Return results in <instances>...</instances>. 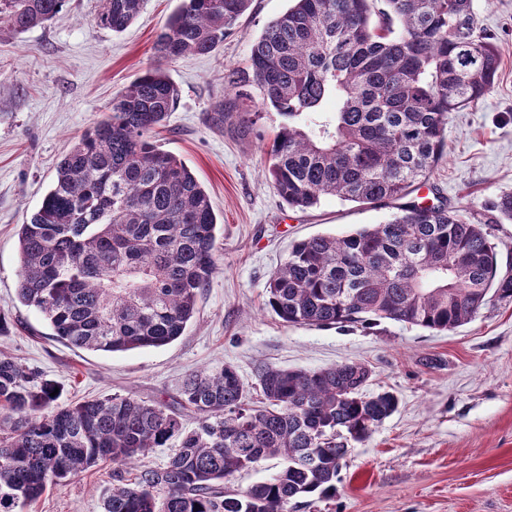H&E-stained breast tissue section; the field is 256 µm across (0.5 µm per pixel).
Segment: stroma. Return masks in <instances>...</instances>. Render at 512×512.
I'll return each instance as SVG.
<instances>
[{
    "label": "stroma",
    "instance_id": "35a3bbf8",
    "mask_svg": "<svg viewBox=\"0 0 512 512\" xmlns=\"http://www.w3.org/2000/svg\"><path fill=\"white\" fill-rule=\"evenodd\" d=\"M180 0H147L123 33L99 28V0H67L42 27L0 31V353L59 385V405L121 395L171 400L186 375L233 365L254 387L263 365L318 370L349 361L372 370L364 395L393 393L398 409L350 445L336 496L306 512H512V302L490 300L471 322L437 332L391 320L324 328L283 323L267 307L272 272L292 245L345 235L392 215L334 197L289 207L264 170L275 114L243 132L224 69L245 66L265 25L289 0H252L210 55L166 70L179 89L158 136L208 192L224 238L217 271L184 334L113 354L67 346L17 299L18 230L40 206L71 142L108 112L114 94L154 62L152 46ZM477 25L496 44L492 91L449 117L428 184L448 206L479 213L512 191V0H474ZM112 466L48 487L24 512H102Z\"/></svg>",
    "mask_w": 512,
    "mask_h": 512
}]
</instances>
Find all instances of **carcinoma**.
<instances>
[{"mask_svg": "<svg viewBox=\"0 0 512 512\" xmlns=\"http://www.w3.org/2000/svg\"><path fill=\"white\" fill-rule=\"evenodd\" d=\"M96 26L125 31L147 0H100ZM251 0H181L154 45L155 64L112 97L72 144L52 188L20 225L19 301L75 348L115 353L182 335L217 270L218 221L182 160L156 140L178 90L165 65L206 55ZM224 72L240 124L273 111L264 151L281 198L325 197L396 212L353 233L296 242L271 275L267 305L287 324L346 327L392 320L435 331L471 321L492 297L512 301L486 226L512 223V192L485 220L414 192L442 157L449 115L492 89L500 59L477 31L473 0H291ZM66 0H0V28L43 26ZM359 362L313 370L264 366V405L237 370L193 373L172 402L114 395L59 406L57 383L0 356V512H21L51 484L110 462L103 512H288L331 499L349 443L397 409L362 389ZM196 414L184 426L181 411ZM163 468L132 464L169 441ZM280 471L243 490L226 486L260 458Z\"/></svg>", "mask_w": 512, "mask_h": 512, "instance_id": "carcinoma-1", "label": "carcinoma"}]
</instances>
